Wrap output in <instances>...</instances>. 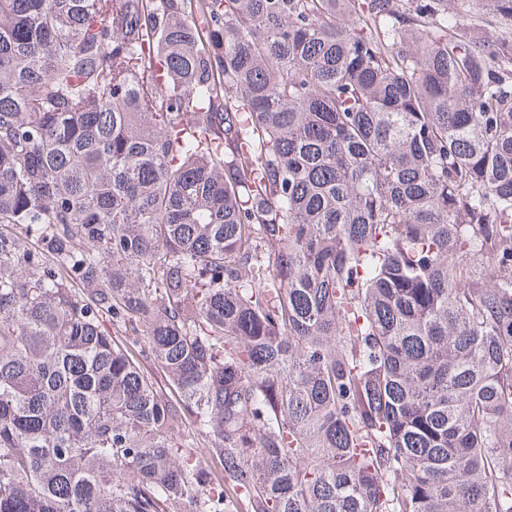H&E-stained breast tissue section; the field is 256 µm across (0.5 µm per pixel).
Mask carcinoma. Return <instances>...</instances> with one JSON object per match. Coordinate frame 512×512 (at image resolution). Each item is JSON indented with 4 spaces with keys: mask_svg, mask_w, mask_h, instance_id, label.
<instances>
[{
    "mask_svg": "<svg viewBox=\"0 0 512 512\" xmlns=\"http://www.w3.org/2000/svg\"><path fill=\"white\" fill-rule=\"evenodd\" d=\"M484 1L0 0V512H512Z\"/></svg>",
    "mask_w": 512,
    "mask_h": 512,
    "instance_id": "obj_1",
    "label": "carcinoma"
}]
</instances>
